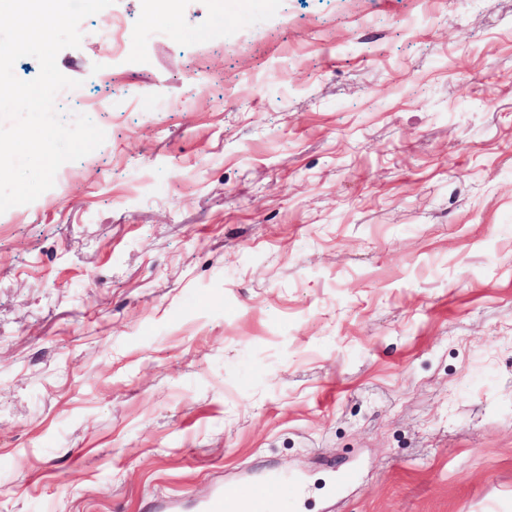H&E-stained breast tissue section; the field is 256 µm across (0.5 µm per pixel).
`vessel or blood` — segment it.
I'll list each match as a JSON object with an SVG mask.
<instances>
[{
  "label": "vessel or blood",
  "mask_w": 512,
  "mask_h": 512,
  "mask_svg": "<svg viewBox=\"0 0 512 512\" xmlns=\"http://www.w3.org/2000/svg\"><path fill=\"white\" fill-rule=\"evenodd\" d=\"M280 490L282 501L297 500L299 484L267 473L256 478L248 487L232 492H217L202 500L199 512H274L275 503L269 495L270 487Z\"/></svg>",
  "instance_id": "b4317fda"
}]
</instances>
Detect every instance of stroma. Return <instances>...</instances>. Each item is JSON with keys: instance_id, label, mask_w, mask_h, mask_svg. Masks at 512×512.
I'll use <instances>...</instances> for the list:
<instances>
[{"instance_id": "1", "label": "stroma", "mask_w": 512, "mask_h": 512, "mask_svg": "<svg viewBox=\"0 0 512 512\" xmlns=\"http://www.w3.org/2000/svg\"><path fill=\"white\" fill-rule=\"evenodd\" d=\"M79 29L55 108L105 141L0 214V512H196L267 472L296 512H512V0Z\"/></svg>"}]
</instances>
